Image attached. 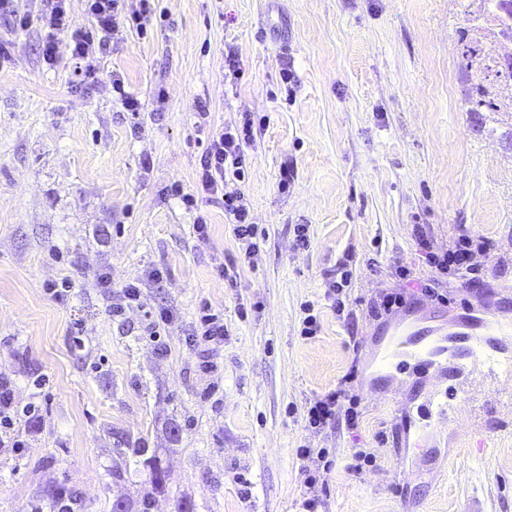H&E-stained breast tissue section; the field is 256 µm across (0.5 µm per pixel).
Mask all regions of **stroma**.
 Masks as SVG:
<instances>
[{
	"label": "stroma",
	"mask_w": 512,
	"mask_h": 512,
	"mask_svg": "<svg viewBox=\"0 0 512 512\" xmlns=\"http://www.w3.org/2000/svg\"><path fill=\"white\" fill-rule=\"evenodd\" d=\"M25 7L13 0L0 13V373L41 417L17 423L25 448L0 453V512H30L64 482L78 512L141 500L147 471L112 478L123 433L146 439L169 473L151 512H176L182 496L196 512H301L304 448L336 460L318 481L317 512H512L508 411L482 372L445 420L430 403L450 390L447 375L408 365L382 384L375 372L394 339L420 330L441 344L476 296L453 275L447 304L419 296L429 268L414 225L441 250L463 234L487 238L490 254L474 260L489 269L488 294L512 310V112L468 109L463 4L158 0L145 29L121 27L98 56L90 93L75 88L68 59L43 62L38 24L14 29L12 11ZM230 51L245 73L236 83L224 77ZM116 78L139 98L138 115L124 113ZM202 103L217 128L244 112L258 120L246 180L224 184L244 194L264 236L250 265L223 208L197 189ZM174 183L195 208L167 194ZM342 262L350 299L339 312L325 292ZM104 268L116 288L151 268L163 280L115 317L97 286ZM64 278L73 290L60 303L45 286ZM384 289L413 293L410 310L372 317L368 302ZM205 304L228 328L207 353L190 340ZM159 308L171 320L147 336ZM310 309L319 328L305 336ZM206 357L214 372L202 370ZM352 370L357 428L309 426L310 401ZM358 449L375 466L356 469Z\"/></svg>",
	"instance_id": "stroma-1"
}]
</instances>
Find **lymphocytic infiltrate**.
I'll use <instances>...</instances> for the list:
<instances>
[{
	"label": "lymphocytic infiltrate",
	"instance_id": "f902f5d3",
	"mask_svg": "<svg viewBox=\"0 0 512 512\" xmlns=\"http://www.w3.org/2000/svg\"><path fill=\"white\" fill-rule=\"evenodd\" d=\"M29 10L15 13L13 25L24 29L31 23H39L44 31L40 53L46 64H55L59 58V37L67 35L70 59L75 74L84 89L96 87L98 80L94 68L88 66L87 58L94 53L104 52L112 34L120 25V15L125 0H83L84 11L91 19L88 28L74 26L71 0H30ZM254 134L250 115H243L240 122L210 133L208 144L200 157L198 183L203 193L212 201L222 205L225 215L232 221L233 233L244 257H251L259 249L258 229L252 220L250 207L244 196L224 191L226 180L244 178L248 164L247 146ZM415 245L425 258L430 276L422 284L421 293L430 300L447 303L448 298L440 291V284L448 274L458 275L468 282L483 280L486 269L475 264L473 256L490 249L488 240H474L467 235L459 236L453 246L445 251H436L423 233H416ZM163 273L157 269L146 270L143 276L125 283L120 289H113L109 272H100L98 287L110 290L111 313L122 316L125 310L139 306L142 290L148 284L160 282ZM357 400L350 395L346 382H339L337 389L315 399L307 410L310 424L324 428L344 419L348 427H355L358 421ZM41 408L36 403L18 406L8 378L0 377V450H19L24 443L15 434L19 419L38 417Z\"/></svg>",
	"mask_w": 512,
	"mask_h": 512
}]
</instances>
